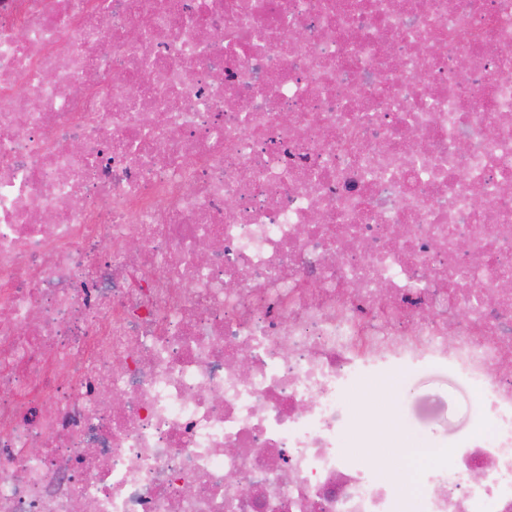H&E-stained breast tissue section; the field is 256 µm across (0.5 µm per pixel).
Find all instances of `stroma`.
Masks as SVG:
<instances>
[{
  "instance_id": "stroma-1",
  "label": "stroma",
  "mask_w": 512,
  "mask_h": 512,
  "mask_svg": "<svg viewBox=\"0 0 512 512\" xmlns=\"http://www.w3.org/2000/svg\"><path fill=\"white\" fill-rule=\"evenodd\" d=\"M347 405L355 424L348 451L356 454L372 443L388 461L385 477L400 483L407 460L395 456V449L414 447V438L420 435L427 442L422 456L443 459L449 449L467 440L479 421L469 385L438 365L365 380L348 395Z\"/></svg>"
}]
</instances>
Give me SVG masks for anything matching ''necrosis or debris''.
I'll list each match as a JSON object with an SVG mask.
<instances>
[{
	"label": "necrosis or debris",
	"instance_id": "obj_1",
	"mask_svg": "<svg viewBox=\"0 0 512 512\" xmlns=\"http://www.w3.org/2000/svg\"><path fill=\"white\" fill-rule=\"evenodd\" d=\"M425 363L401 486L345 395ZM80 500L512 512V0H0V512ZM427 401L437 407L430 417L420 413V406ZM347 405L355 424L347 450L368 456L384 469L386 478L400 484L405 482L410 454L405 456L407 450H397L405 457L394 456L391 448H417L413 437L419 434L428 446L419 448L422 456L428 462L444 459L449 449L467 440L479 421L469 385L447 367L438 365L395 372L384 380L367 379L348 395ZM365 440L372 441L371 448L364 447ZM361 448L372 456L361 452ZM377 448L388 461L386 467L374 458L378 457Z\"/></svg>",
	"mask_w": 512,
	"mask_h": 512
}]
</instances>
